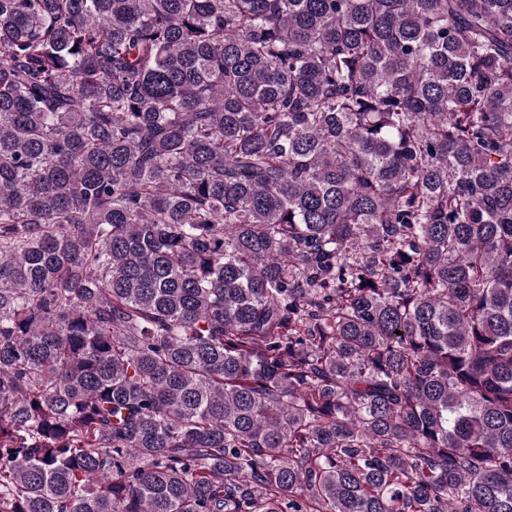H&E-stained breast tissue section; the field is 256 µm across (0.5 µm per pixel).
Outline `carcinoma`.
Here are the masks:
<instances>
[{
    "instance_id": "1",
    "label": "carcinoma",
    "mask_w": 512,
    "mask_h": 512,
    "mask_svg": "<svg viewBox=\"0 0 512 512\" xmlns=\"http://www.w3.org/2000/svg\"><path fill=\"white\" fill-rule=\"evenodd\" d=\"M0 512H512V0H0Z\"/></svg>"
}]
</instances>
